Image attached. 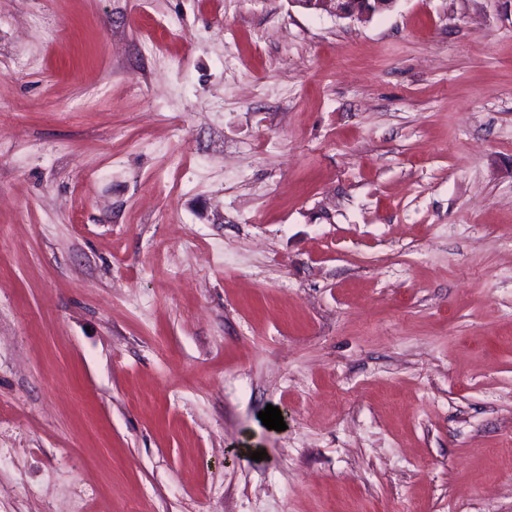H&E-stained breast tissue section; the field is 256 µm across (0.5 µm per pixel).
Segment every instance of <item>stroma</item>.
Listing matches in <instances>:
<instances>
[{
	"label": "stroma",
	"mask_w": 512,
	"mask_h": 512,
	"mask_svg": "<svg viewBox=\"0 0 512 512\" xmlns=\"http://www.w3.org/2000/svg\"><path fill=\"white\" fill-rule=\"evenodd\" d=\"M0 512H512V0H0ZM290 2L305 10L362 21L390 9L394 0H290Z\"/></svg>",
	"instance_id": "1"
}]
</instances>
